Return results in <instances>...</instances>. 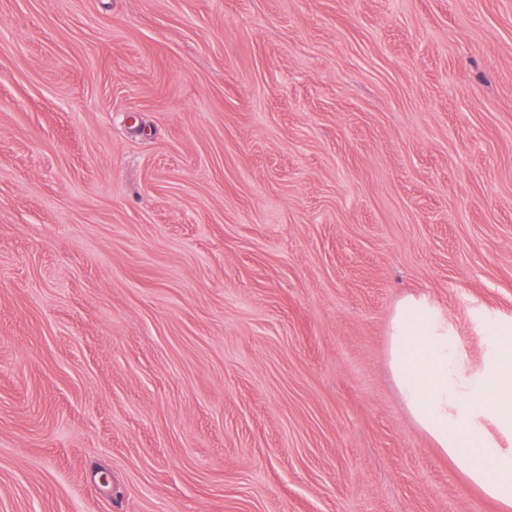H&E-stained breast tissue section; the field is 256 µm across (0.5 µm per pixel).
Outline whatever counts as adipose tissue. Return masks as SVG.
Masks as SVG:
<instances>
[{
  "label": "adipose tissue",
  "instance_id": "1",
  "mask_svg": "<svg viewBox=\"0 0 512 512\" xmlns=\"http://www.w3.org/2000/svg\"><path fill=\"white\" fill-rule=\"evenodd\" d=\"M502 330L485 325L492 347L472 362L447 318L411 295L393 313L388 355L412 420L471 485L512 512V342Z\"/></svg>",
  "mask_w": 512,
  "mask_h": 512
}]
</instances>
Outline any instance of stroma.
Segmentation results:
<instances>
[{"instance_id": "obj_1", "label": "stroma", "mask_w": 512, "mask_h": 512, "mask_svg": "<svg viewBox=\"0 0 512 512\" xmlns=\"http://www.w3.org/2000/svg\"><path fill=\"white\" fill-rule=\"evenodd\" d=\"M409 295L512 323V0H0V512H502Z\"/></svg>"}]
</instances>
